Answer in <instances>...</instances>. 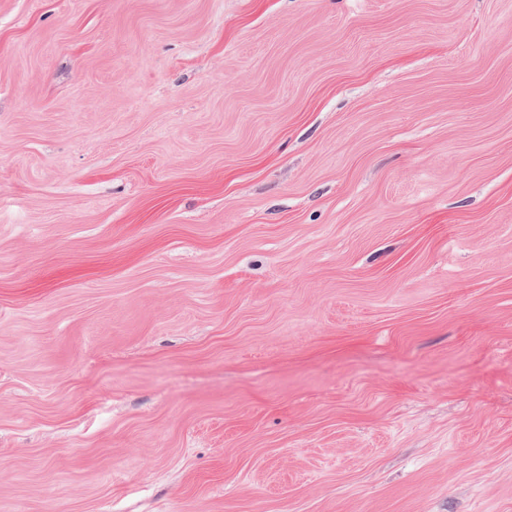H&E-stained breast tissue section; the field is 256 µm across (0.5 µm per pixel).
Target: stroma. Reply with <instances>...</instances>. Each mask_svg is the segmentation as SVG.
Masks as SVG:
<instances>
[{
	"mask_svg": "<svg viewBox=\"0 0 512 512\" xmlns=\"http://www.w3.org/2000/svg\"><path fill=\"white\" fill-rule=\"evenodd\" d=\"M0 512H512V0H0Z\"/></svg>",
	"mask_w": 512,
	"mask_h": 512,
	"instance_id": "obj_1",
	"label": "stroma"
}]
</instances>
